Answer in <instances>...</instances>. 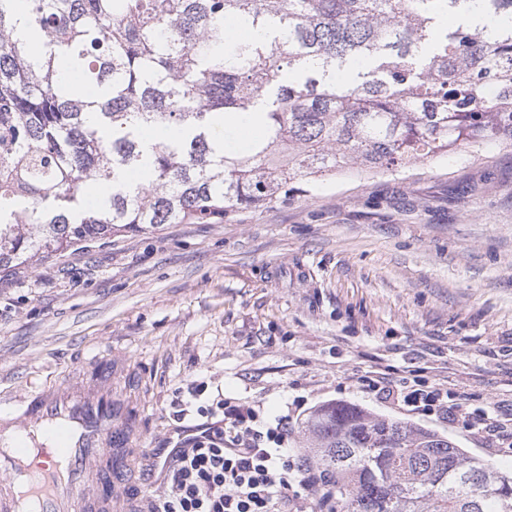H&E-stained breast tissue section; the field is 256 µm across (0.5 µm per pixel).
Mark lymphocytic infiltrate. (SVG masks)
Returning a JSON list of instances; mask_svg holds the SVG:
<instances>
[{
    "mask_svg": "<svg viewBox=\"0 0 512 512\" xmlns=\"http://www.w3.org/2000/svg\"><path fill=\"white\" fill-rule=\"evenodd\" d=\"M403 403L413 412L462 418L477 434L500 436L497 418L464 412L448 393L405 387ZM224 424L165 458L166 491L151 512H288L300 492L318 494L323 512H335L332 482L313 465L297 462L283 442L285 425L264 426L250 405L224 402Z\"/></svg>",
    "mask_w": 512,
    "mask_h": 512,
    "instance_id": "lymphocytic-infiltrate-1",
    "label": "lymphocytic infiltrate"
}]
</instances>
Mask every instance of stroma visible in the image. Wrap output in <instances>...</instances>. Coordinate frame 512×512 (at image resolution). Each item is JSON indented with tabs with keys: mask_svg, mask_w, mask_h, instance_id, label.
<instances>
[{
	"mask_svg": "<svg viewBox=\"0 0 512 512\" xmlns=\"http://www.w3.org/2000/svg\"><path fill=\"white\" fill-rule=\"evenodd\" d=\"M112 395L148 512L153 456L200 407L288 420L343 401L444 434L512 470V445L408 412L404 380L512 421V145L488 140L385 175L346 172L220 224H164L35 257L0 276V400L92 384ZM379 375L390 396L363 391Z\"/></svg>",
	"mask_w": 512,
	"mask_h": 512,
	"instance_id": "stroma-1",
	"label": "stroma"
}]
</instances>
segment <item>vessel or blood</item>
<instances>
[{"label":"vessel or blood","mask_w":512,"mask_h":512,"mask_svg":"<svg viewBox=\"0 0 512 512\" xmlns=\"http://www.w3.org/2000/svg\"><path fill=\"white\" fill-rule=\"evenodd\" d=\"M111 379L106 358L94 387H47L0 410V512H117L131 502L135 426Z\"/></svg>","instance_id":"1"}]
</instances>
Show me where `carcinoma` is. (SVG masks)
I'll return each instance as SVG.
<instances>
[{"instance_id":"carcinoma-1","label":"carcinoma","mask_w":512,"mask_h":512,"mask_svg":"<svg viewBox=\"0 0 512 512\" xmlns=\"http://www.w3.org/2000/svg\"><path fill=\"white\" fill-rule=\"evenodd\" d=\"M489 139L512 144V0H0V273ZM302 431L339 512H512V472L431 430L335 402ZM233 124L234 125H228L225 129L230 131L232 134L239 136L240 147H244L245 143L248 144L261 132V123L255 117H251L246 120H238Z\"/></svg>"}]
</instances>
